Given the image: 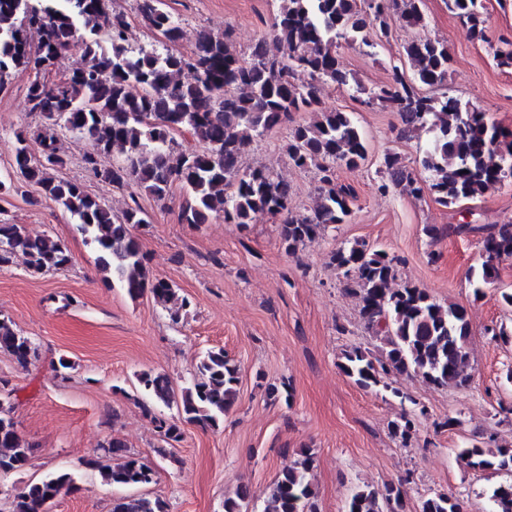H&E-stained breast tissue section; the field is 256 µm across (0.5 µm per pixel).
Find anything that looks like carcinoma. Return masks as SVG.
Segmentation results:
<instances>
[{"label":"carcinoma","instance_id":"obj_1","mask_svg":"<svg viewBox=\"0 0 512 512\" xmlns=\"http://www.w3.org/2000/svg\"><path fill=\"white\" fill-rule=\"evenodd\" d=\"M142 19L161 37L164 51L132 49L128 22L121 12H107L105 0H0V85L19 70L40 73L74 53L80 64L64 80L38 78L27 86L29 111L46 120L39 133L48 149L44 160L32 157L25 138L17 136L15 169L19 178L0 180V195L16 191L15 183L32 184L75 220L78 232L96 254L105 278L117 280L127 295L145 293L168 308L177 323L189 301L164 279L154 277L144 263L140 244L129 227L145 224L139 204L116 216L101 199L77 181L55 178L50 170L63 165L58 154L59 132L76 133L90 141L93 152L85 164L94 176L119 186L133 185L157 200L176 184L185 190L181 220L204 224L221 214L229 224H250L259 214L288 211L291 188L269 170L240 167L255 137L288 119L292 112H314L318 119L298 124L288 133L282 150L297 168L317 170L319 202L311 215H289L280 225L288 251L343 224L351 216L354 195L336 183V166L359 168L366 160L364 137L348 112L320 106L319 86L330 81L353 87L398 115L399 134L407 137L426 129L430 146L419 163L426 179L411 178L401 155L388 152L379 173L381 191L406 182L412 192L429 189L448 207L484 197L512 177V133L488 124L482 113L460 100L420 93L448 81L447 44L419 35L404 46L412 75L394 67L392 81L371 91L354 81L339 64L336 43L366 37L372 30L387 36L393 25L424 27L422 0H278L268 36L256 43L249 57L238 54L228 33L198 35L191 54L174 50L182 28L161 0H136ZM448 11L469 24L472 37L488 41L481 0H446ZM38 34L32 42L30 32ZM497 65L512 69V41L492 47ZM180 132L203 143V149L174 147ZM116 154L110 168L98 156ZM456 235H481V263L472 270L474 295L494 282L501 259L512 258V224H450ZM35 273L68 268L67 247L49 235L31 236L17 224L0 223V267L16 254ZM347 289L361 302V314L382 341L372 356L359 348L344 353L341 369L364 388L378 386L391 373L420 377L431 384L464 388L470 381L468 346L472 325L466 308L438 303L427 291L394 286L397 258L358 240L332 255ZM0 352L26 368L39 358L38 346L0 318ZM239 365L222 348L201 356L188 386L176 394L170 377L141 371L135 389L157 406H176L177 421L154 417L161 444L157 455L175 461L173 443L182 438L181 424L217 429L238 398ZM11 394L0 398V466L15 472L29 464L31 448L13 421ZM415 423L408 414L392 424L394 435L407 439ZM115 460L107 466L96 459L85 465L99 469L102 481L128 494L112 502V512H168V504L138 490L156 481L154 466L114 438L102 447ZM473 469L512 475V448L473 444L460 450ZM314 456L302 448L292 465L282 469L269 489L263 512H318L310 479ZM79 490L74 474L55 471L30 482L12 496V512H45L46 502ZM490 512H512V479L486 492ZM254 494L247 485L224 498V512H249ZM402 483L355 490L347 512H405ZM419 512H460L457 500L443 493L422 498Z\"/></svg>","mask_w":512,"mask_h":512}]
</instances>
